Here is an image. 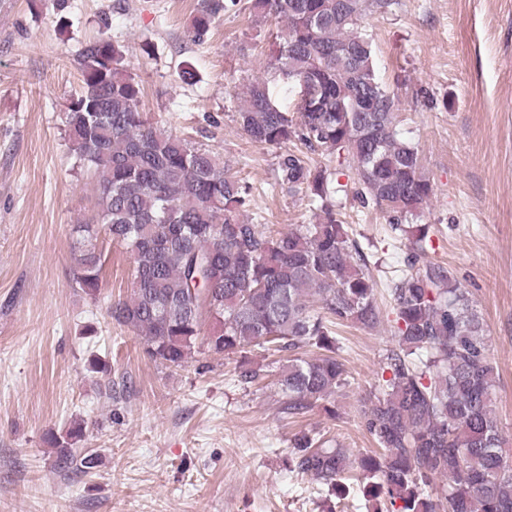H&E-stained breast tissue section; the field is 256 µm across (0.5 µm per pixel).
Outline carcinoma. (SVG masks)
I'll return each mask as SVG.
<instances>
[{
	"mask_svg": "<svg viewBox=\"0 0 512 512\" xmlns=\"http://www.w3.org/2000/svg\"><path fill=\"white\" fill-rule=\"evenodd\" d=\"M211 0L193 18L202 38L221 10ZM391 0H250L259 19L285 23L270 68L298 88L296 111L274 103L269 81L246 87L242 132L281 149L277 177L303 190L319 211L314 224L284 234L249 224V185L214 152L152 121L140 108V83L120 48L100 37L79 55L82 87L64 123L78 167L98 190L96 214L77 224L75 284L97 299L104 261L98 230L133 256L132 293L110 303L108 317L133 328L154 362L181 368L197 342L216 355L260 350L278 356L283 410L315 407L336 418L345 369L336 358L334 323L376 328L367 255L337 217L341 184L308 154L336 157L355 171L361 203L386 214L408 241L405 269L391 281L396 346L390 377L362 400L367 432L381 453L358 459L372 512H512V455L495 415L498 368L473 296L451 268L427 260L428 228L416 223L434 195L419 149L396 123L395 94L379 82L364 20ZM210 331L201 336L205 322ZM318 350L314 357L300 350ZM268 373L244 359L238 377ZM83 423L48 437L55 466L87 473L97 457L77 444ZM295 470L342 495L349 453L308 432L294 435Z\"/></svg>",
	"mask_w": 512,
	"mask_h": 512,
	"instance_id": "carcinoma-1",
	"label": "carcinoma"
}]
</instances>
